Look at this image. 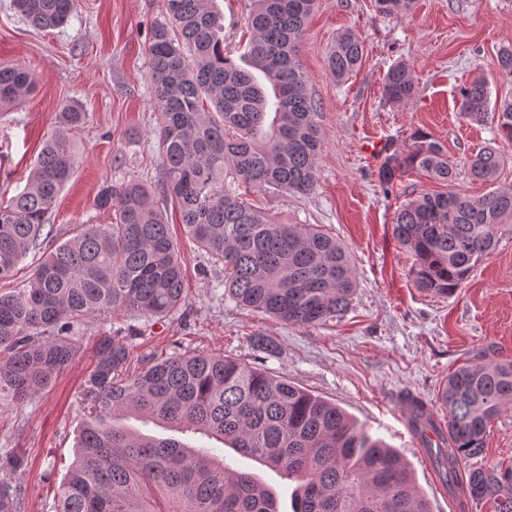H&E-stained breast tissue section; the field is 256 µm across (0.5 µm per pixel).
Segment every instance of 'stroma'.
Wrapping results in <instances>:
<instances>
[{
  "label": "stroma",
  "instance_id": "1",
  "mask_svg": "<svg viewBox=\"0 0 512 512\" xmlns=\"http://www.w3.org/2000/svg\"><path fill=\"white\" fill-rule=\"evenodd\" d=\"M11 2L0 0V67L26 68L35 87L0 113V199L23 188L65 104L81 103L88 112L74 132L81 160L50 217L46 242L57 245L81 225L113 222V213L95 209L93 201L100 185L114 179L115 157L125 156L126 177L148 182L156 174L146 50L151 26L166 17L165 0H79L77 19L47 31L30 26ZM215 6L224 16V47L239 57L252 0H215ZM346 29L362 37L365 54L360 69L339 81L326 54ZM510 43L512 0H414L405 16L381 15L373 0H316L299 58L321 112L317 183L306 196L256 192L252 198L276 220L321 225L348 247L357 288L347 311L308 328L220 300L223 264L204 259L173 215L187 301L162 321L114 316L115 325L132 328L133 360L207 351L264 369L335 402L397 451L432 512H495L492 501L476 504L436 486L435 466L415 452L399 399L409 391L439 409L442 385L459 366L480 355L512 359V233L502 235L453 294L421 291L410 273L414 257L392 233L394 216L400 205L450 186L412 170L384 181L381 161L364 147L377 140L404 155L414 131L424 130L447 152L458 174L453 187L479 196L489 186L469 179L468 163L493 146L505 158L494 185L512 189V143L496 138L491 122L463 118L456 105L459 87L476 76L492 95L512 94L498 65L500 48ZM397 63L417 77L414 99L402 105L383 94L384 76ZM106 329L87 322L82 351L49 386L18 407L0 401V452L15 448L28 459L18 476L24 512H50L76 457L80 389ZM258 336L275 343L274 355L254 346ZM495 464L512 465V408L491 421L483 456L459 468Z\"/></svg>",
  "mask_w": 512,
  "mask_h": 512
}]
</instances>
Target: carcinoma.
Wrapping results in <instances>:
<instances>
[{
	"label": "carcinoma",
	"mask_w": 512,
	"mask_h": 512,
	"mask_svg": "<svg viewBox=\"0 0 512 512\" xmlns=\"http://www.w3.org/2000/svg\"><path fill=\"white\" fill-rule=\"evenodd\" d=\"M77 0H12L32 27L52 30L76 13ZM413 0H375L386 16L404 15ZM244 19L250 39L242 68L224 49V22L214 0H165L147 48L160 167L155 186L103 183L99 210L110 224H83L38 262L29 286L0 295V397L20 402L60 375L81 349L79 329L117 313L162 320L185 304L184 274L167 206L186 234L224 263L221 299L284 323L323 325L349 306L356 288L347 248L318 224H279L256 207L253 191L309 194L322 149L320 116L298 58L315 0H254ZM363 41L341 32L327 55L338 80L351 76ZM29 72L0 67V111L33 88ZM385 98L406 104L416 79L405 64L385 75ZM487 82L474 77L458 91L461 114L492 117L512 142V96L490 104ZM80 106L58 112L54 130L24 187L0 202V279L39 245L49 216L76 168L72 132L87 122ZM405 156L387 158L384 174L417 169L451 184L456 171L427 132L412 134ZM503 162L494 147L477 152L470 175L494 184ZM512 231V190L478 197L458 191L424 194L402 205L393 235L415 257L418 288L450 295ZM126 328L100 336L82 387L83 420L71 470L53 512H279L277 497L250 473L225 461L222 448H195L127 427L123 420L163 423L215 438L295 483L292 512H431L407 466L336 404L268 372L208 352L146 356L130 368ZM440 404L448 448L439 449L448 489L459 463L483 455L489 423L512 404V360L465 365L448 375ZM27 465L19 451L0 454V512H21L13 477ZM470 499L512 512V466L471 468Z\"/></svg>",
	"instance_id": "carcinoma-1"
}]
</instances>
